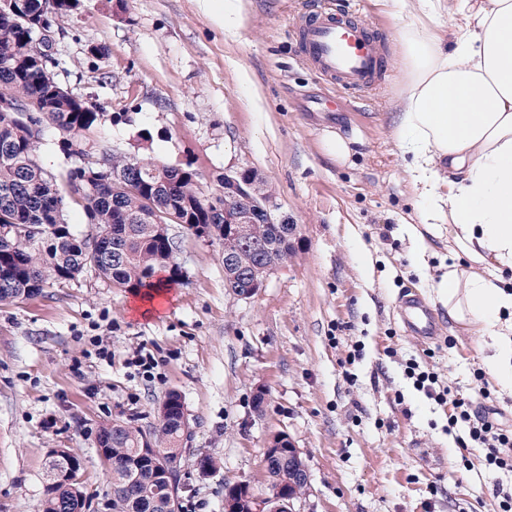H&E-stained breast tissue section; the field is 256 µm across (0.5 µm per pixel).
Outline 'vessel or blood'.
<instances>
[{
	"mask_svg": "<svg viewBox=\"0 0 512 512\" xmlns=\"http://www.w3.org/2000/svg\"><path fill=\"white\" fill-rule=\"evenodd\" d=\"M295 33L303 61L327 84L343 93L372 90L386 75L384 41L377 25L360 12L345 14L333 0H309ZM399 313L413 335L432 337L436 314L418 296L402 300Z\"/></svg>",
	"mask_w": 512,
	"mask_h": 512,
	"instance_id": "obj_1",
	"label": "vessel or blood"
}]
</instances>
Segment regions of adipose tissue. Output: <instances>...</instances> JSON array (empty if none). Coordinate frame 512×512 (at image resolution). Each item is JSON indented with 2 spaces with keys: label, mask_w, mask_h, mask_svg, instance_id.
Listing matches in <instances>:
<instances>
[{
  "label": "adipose tissue",
  "mask_w": 512,
  "mask_h": 512,
  "mask_svg": "<svg viewBox=\"0 0 512 512\" xmlns=\"http://www.w3.org/2000/svg\"><path fill=\"white\" fill-rule=\"evenodd\" d=\"M384 3L411 17L397 32L393 134L418 221L469 261L449 265L438 296L484 337L489 373L512 394V0Z\"/></svg>",
  "instance_id": "ef3b65f1"
}]
</instances>
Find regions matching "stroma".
I'll list each match as a JSON object with an SVG mask.
<instances>
[{
  "mask_svg": "<svg viewBox=\"0 0 512 512\" xmlns=\"http://www.w3.org/2000/svg\"><path fill=\"white\" fill-rule=\"evenodd\" d=\"M349 3L380 24L389 59L359 98L299 57L294 22L307 0H241L230 25L213 0H80L60 17L59 80L105 113L82 150L191 171L207 195L225 170L255 169L297 232L287 265L250 299L225 288L222 243L176 224L177 273L152 316L90 268L0 304V512H39L53 448L81 455L90 512H112L99 429L132 417L152 427L173 390L194 421L180 512H224L225 487L242 482L267 492L262 459L278 434L309 471L295 512H496L494 486H512V472L461 450L449 405L405 372L416 363L467 396L487 355L437 298L454 257L418 224L393 137L395 32L409 17L382 0ZM337 137L349 145L342 161L326 149ZM409 294L433 306L434 338L404 328ZM139 350L157 364L154 382L128 365ZM203 457L214 470L201 472Z\"/></svg>",
  "mask_w": 512,
  "mask_h": 512,
  "instance_id": "35a3bbf8",
  "label": "stroma"
}]
</instances>
